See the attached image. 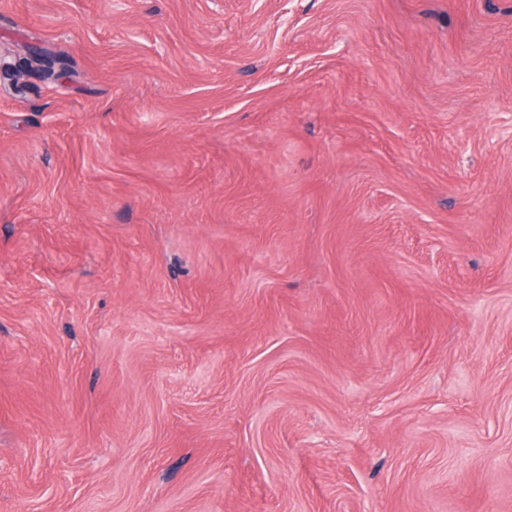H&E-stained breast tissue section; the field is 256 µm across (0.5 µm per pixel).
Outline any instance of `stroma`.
Here are the masks:
<instances>
[{
    "label": "stroma",
    "instance_id": "obj_1",
    "mask_svg": "<svg viewBox=\"0 0 512 512\" xmlns=\"http://www.w3.org/2000/svg\"><path fill=\"white\" fill-rule=\"evenodd\" d=\"M0 512H512V0H0ZM29 55L41 60V63L34 65L33 69L19 66V60L8 61L4 57L3 60L0 57V78L7 81L14 91H24L30 84V79L52 82L57 81L65 74V66L57 55L39 47H32Z\"/></svg>",
    "mask_w": 512,
    "mask_h": 512
}]
</instances>
